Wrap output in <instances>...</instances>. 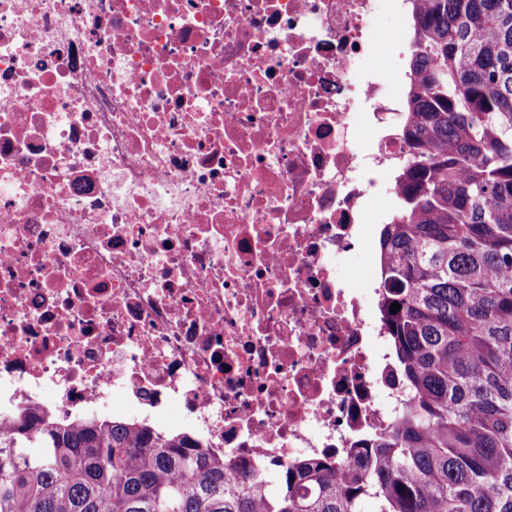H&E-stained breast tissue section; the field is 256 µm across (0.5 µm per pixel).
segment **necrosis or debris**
I'll return each instance as SVG.
<instances>
[{"instance_id": "necrosis-or-debris-1", "label": "necrosis or debris", "mask_w": 512, "mask_h": 512, "mask_svg": "<svg viewBox=\"0 0 512 512\" xmlns=\"http://www.w3.org/2000/svg\"><path fill=\"white\" fill-rule=\"evenodd\" d=\"M402 0H0V430L171 403L227 474L347 463L404 388L372 236Z\"/></svg>"}]
</instances>
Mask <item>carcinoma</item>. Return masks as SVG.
I'll use <instances>...</instances> for the list:
<instances>
[{"label":"carcinoma","mask_w":512,"mask_h":512,"mask_svg":"<svg viewBox=\"0 0 512 512\" xmlns=\"http://www.w3.org/2000/svg\"><path fill=\"white\" fill-rule=\"evenodd\" d=\"M409 3L410 157L379 236L408 390L388 433L343 471L284 467L274 490L186 432L23 412L0 433V512H512V0Z\"/></svg>","instance_id":"carcinoma-1"}]
</instances>
